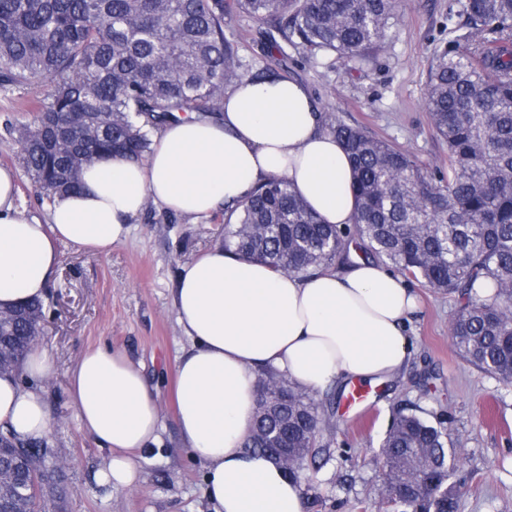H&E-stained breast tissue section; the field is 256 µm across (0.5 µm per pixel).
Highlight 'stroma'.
I'll return each mask as SVG.
<instances>
[{
	"label": "stroma",
	"mask_w": 512,
	"mask_h": 512,
	"mask_svg": "<svg viewBox=\"0 0 512 512\" xmlns=\"http://www.w3.org/2000/svg\"><path fill=\"white\" fill-rule=\"evenodd\" d=\"M458 0H400V18L386 48L363 69L334 55L311 56L294 46L267 53L261 27L245 16L227 21L248 69L271 68L305 84L316 106L344 122L414 154L432 176L444 170L447 147L424 107L435 51L459 34ZM43 86L0 88V165L15 168L28 213L46 217L20 168L19 129L33 123ZM221 221H193L147 205L128 238L93 254L57 243V267L45 297L42 347L54 359L45 383L51 416L45 443L53 458L70 459L60 512H210L203 468L181 444L175 424L174 370L188 341L176 320L174 288L181 266L217 245ZM420 309L408 326L412 359L399 376L371 385L362 421L345 411L346 386L328 388L331 404L322 438L326 459L310 466L304 483L307 512H381L377 467L381 445L399 410L417 407L448 429L460 464L452 482L462 512H512V384L463 361L450 335L456 298L410 281ZM123 352L158 387L163 445L146 455L138 482L112 489L97 483L107 452L82 431L69 396V375L87 349Z\"/></svg>",
	"instance_id": "stroma-1"
}]
</instances>
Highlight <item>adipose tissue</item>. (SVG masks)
<instances>
[{"instance_id": "obj_1", "label": "adipose tissue", "mask_w": 512, "mask_h": 512, "mask_svg": "<svg viewBox=\"0 0 512 512\" xmlns=\"http://www.w3.org/2000/svg\"><path fill=\"white\" fill-rule=\"evenodd\" d=\"M223 107L214 119L165 125L145 160L85 166L80 189L55 197L44 221L20 204L15 170L0 166V309L45 298L57 242L106 252L150 203L205 220L279 175L324 223L352 226L346 153L304 84L245 79L226 90ZM174 305L189 341L176 365L175 423L205 470L213 512H306L302 482L244 446L257 375L272 369L313 390L399 375L412 356L414 292L356 251L348 264L301 277L216 246L181 266ZM53 368L36 346L17 372L0 374V428L25 442L48 435L41 383ZM70 397L81 429L108 453L99 483L133 484L162 428L156 389L141 367L117 350H87L71 371Z\"/></svg>"}]
</instances>
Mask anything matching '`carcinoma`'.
Returning <instances> with one entry per match:
<instances>
[{
	"instance_id": "1",
	"label": "carcinoma",
	"mask_w": 512,
	"mask_h": 512,
	"mask_svg": "<svg viewBox=\"0 0 512 512\" xmlns=\"http://www.w3.org/2000/svg\"><path fill=\"white\" fill-rule=\"evenodd\" d=\"M244 14L268 25L263 48L367 61L397 25L396 0H0V87L48 83L33 125L19 131L20 163L49 199L74 189L83 167L103 157L141 160L151 134L182 113L221 111L224 91L248 78H278L270 69H242L239 41L225 17ZM467 45L434 55L424 101L431 125L448 145V174L434 180L408 151L368 135L333 112L325 126L351 165L354 225L325 224L272 176L222 213V247L305 276L347 257L391 263L400 274L460 302L451 326L458 354L481 371L512 383V0H462ZM44 303L9 310L0 358L21 361L38 334ZM260 386L287 400L257 406L245 447L273 454L301 449L296 471L323 452L325 422L317 391L274 372ZM0 469L26 456L0 431ZM424 450L418 484L442 489L456 452L444 425L399 412L383 445V462ZM39 492L20 496L0 482V512H55L53 475ZM459 497L413 494L394 512H461Z\"/></svg>"
}]
</instances>
